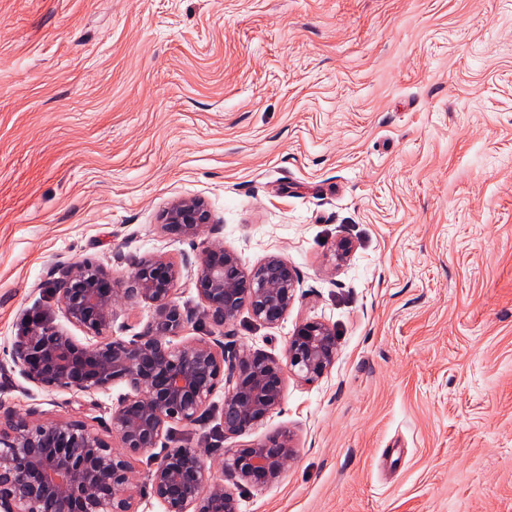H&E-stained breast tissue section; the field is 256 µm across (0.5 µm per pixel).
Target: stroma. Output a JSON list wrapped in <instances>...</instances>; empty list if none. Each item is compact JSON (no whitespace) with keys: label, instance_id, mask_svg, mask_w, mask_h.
<instances>
[{"label":"stroma","instance_id":"obj_1","mask_svg":"<svg viewBox=\"0 0 512 512\" xmlns=\"http://www.w3.org/2000/svg\"><path fill=\"white\" fill-rule=\"evenodd\" d=\"M179 198L243 267L299 276L226 347L278 358L319 321L338 351L238 437L216 390L138 483L165 448L286 431L293 462L238 512H512V0H0V413L106 430L125 384L47 390L12 349L38 316L91 344L61 266L191 277L201 239L161 231Z\"/></svg>","mask_w":512,"mask_h":512}]
</instances>
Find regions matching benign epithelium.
<instances>
[{"mask_svg":"<svg viewBox=\"0 0 512 512\" xmlns=\"http://www.w3.org/2000/svg\"><path fill=\"white\" fill-rule=\"evenodd\" d=\"M168 234L203 238L194 266L203 317L218 328L242 310L264 325L278 324L296 300L298 275L270 256L247 270L216 237L221 225L204 202L177 199L164 214ZM182 268L163 258L112 276L89 261L60 270L54 291L67 320L96 339L83 345L66 331L38 321L12 358L31 382L51 390L129 392L112 408L105 439L80 420L44 421L8 412L0 421V512H138L133 460L158 447L170 425H191L224 386V437L258 426L284 396L288 379L311 383L335 364L336 333L322 322L301 324L276 359L246 346L226 349L218 338L175 341L191 316L174 300ZM141 301L154 313L130 336H115V309ZM295 456L289 433H277L216 461L200 448H170L147 477L165 512H237L235 489L277 480Z\"/></svg>","mask_w":512,"mask_h":512,"instance_id":"7a95c632","label":"benign epithelium"}]
</instances>
